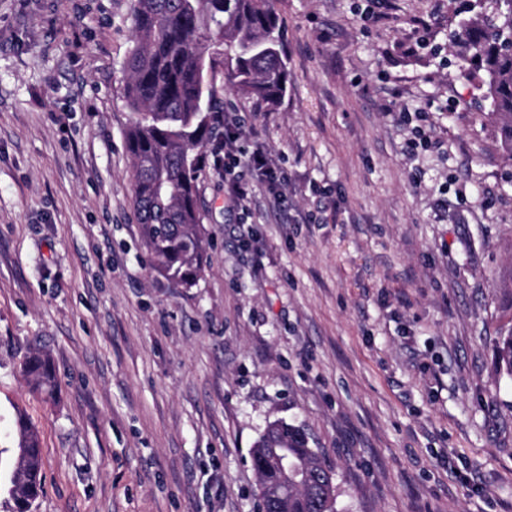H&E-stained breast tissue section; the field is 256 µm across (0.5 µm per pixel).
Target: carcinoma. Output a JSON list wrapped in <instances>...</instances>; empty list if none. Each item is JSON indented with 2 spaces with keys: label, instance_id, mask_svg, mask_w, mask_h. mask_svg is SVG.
Returning a JSON list of instances; mask_svg holds the SVG:
<instances>
[{
  "label": "carcinoma",
  "instance_id": "1",
  "mask_svg": "<svg viewBox=\"0 0 512 512\" xmlns=\"http://www.w3.org/2000/svg\"><path fill=\"white\" fill-rule=\"evenodd\" d=\"M487 13L462 20L453 33L461 61L476 62L489 87L490 111L483 117L497 132L512 159V0H491ZM135 45L124 62L127 107L135 120L125 133L133 163V207L153 269L183 288L204 273L208 241L201 232L196 174L199 152L213 130L217 65L224 82L267 106L288 90L287 55L276 0H131ZM24 370L35 390L56 388L49 356L25 358ZM495 368L512 378V323L500 329ZM17 455L26 471L22 489L12 490L18 512H30L42 489V454L36 428L16 414ZM252 452L265 512H335L334 482L324 479L323 459L309 446L304 428L284 422L267 427ZM288 453L307 474L303 487L288 483V500L275 494L283 486L280 469L265 448Z\"/></svg>",
  "mask_w": 512,
  "mask_h": 512
}]
</instances>
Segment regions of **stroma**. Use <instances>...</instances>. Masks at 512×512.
<instances>
[{
    "mask_svg": "<svg viewBox=\"0 0 512 512\" xmlns=\"http://www.w3.org/2000/svg\"><path fill=\"white\" fill-rule=\"evenodd\" d=\"M130 3L0 0V449L24 412L32 512H258L274 421L307 430L338 512H512V160L486 87L416 46L447 43L461 0H277L287 95L227 86L217 109L281 184L230 199L213 136L188 289L134 215ZM495 368L499 375L512 379V320L500 329L495 347ZM24 370L32 388L52 394L56 388L49 356L34 353L25 358ZM17 433V454L13 460V469L20 458V464L26 471L21 491L13 489L11 492L18 512H30L32 504L38 498L42 489V454L40 438L36 428L22 414L15 417ZM20 456V457H19Z\"/></svg>",
    "mask_w": 512,
    "mask_h": 512,
    "instance_id": "1",
    "label": "stroma"
}]
</instances>
